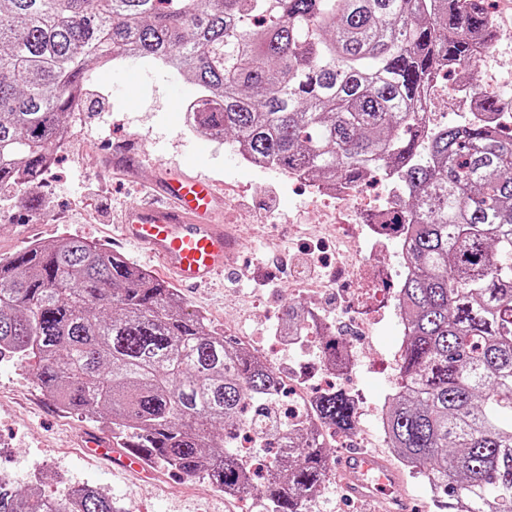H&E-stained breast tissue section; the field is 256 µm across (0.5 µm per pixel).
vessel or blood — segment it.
<instances>
[{
    "label": "vessel or blood",
    "mask_w": 512,
    "mask_h": 512,
    "mask_svg": "<svg viewBox=\"0 0 512 512\" xmlns=\"http://www.w3.org/2000/svg\"><path fill=\"white\" fill-rule=\"evenodd\" d=\"M161 191L164 203L135 208L120 227L122 238L146 248L157 258L163 273L180 284L198 286L222 274L240 241L224 225L206 223L215 206L210 183L200 178L170 179ZM82 447L102 459L119 456L120 467L137 475L149 472L139 450H114L104 436L85 437ZM338 470L350 496L381 499L390 503L392 512H405V503L392 495L401 481L400 474L385 458L354 448L341 456Z\"/></svg>",
    "instance_id": "vessel-or-blood-1"
}]
</instances>
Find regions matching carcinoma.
<instances>
[{"label":"carcinoma","mask_w":512,"mask_h":512,"mask_svg":"<svg viewBox=\"0 0 512 512\" xmlns=\"http://www.w3.org/2000/svg\"><path fill=\"white\" fill-rule=\"evenodd\" d=\"M494 41L486 0H0V186L39 183L84 95L88 63L155 61L198 86L191 129L242 157L354 186L386 169L406 196L387 214L410 230V267L387 432L439 512H512V134L500 111L423 134L439 66L475 70ZM162 280L84 238L0 259V348L32 362L57 403L104 421L153 468L308 512L331 452L285 431L261 405L280 378L206 329ZM281 326L306 330L293 305ZM323 362L344 346L323 329ZM315 415L357 432L355 398L325 389ZM278 448L254 482L238 433ZM0 512H124L96 487L47 498L0 486Z\"/></svg>","instance_id":"carcinoma-1"}]
</instances>
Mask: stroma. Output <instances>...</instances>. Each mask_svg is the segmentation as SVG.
I'll return each mask as SVG.
<instances>
[{"mask_svg": "<svg viewBox=\"0 0 512 512\" xmlns=\"http://www.w3.org/2000/svg\"><path fill=\"white\" fill-rule=\"evenodd\" d=\"M495 31L493 53L478 68L500 100L512 101V18L496 23ZM88 77L91 94L71 113V136L56 149L55 165L34 187L0 188V257L34 241L73 235L160 273L156 260L118 240L117 224L136 205L160 200L165 172L210 178L225 201L216 220L236 228L244 246L234 271L214 287L184 289L180 295L189 309L205 315L208 329L234 339L255 337L280 357L275 329L285 306L304 296L296 279L280 274L277 259L302 258L318 224L335 220V205L287 182L277 170H253L231 141L213 142L191 132L184 122V106L198 92L191 79L171 76L158 64L124 60L89 65ZM368 279L358 273L321 294L319 303L333 324L346 328L360 317L347 296L366 290ZM402 345L400 320L375 325L359 366L346 380L348 389L365 403L384 402L396 387ZM103 429L75 412L61 413L28 364L0 363V473L17 489L36 487L56 496L94 485L129 512H265L255 494L228 500L208 483L175 472L155 474L146 485L114 472L109 463L87 459L81 437ZM309 509L385 512L379 501L349 499L334 475Z\"/></svg>", "mask_w": 512, "mask_h": 512, "instance_id": "obj_1", "label": "stroma"}]
</instances>
